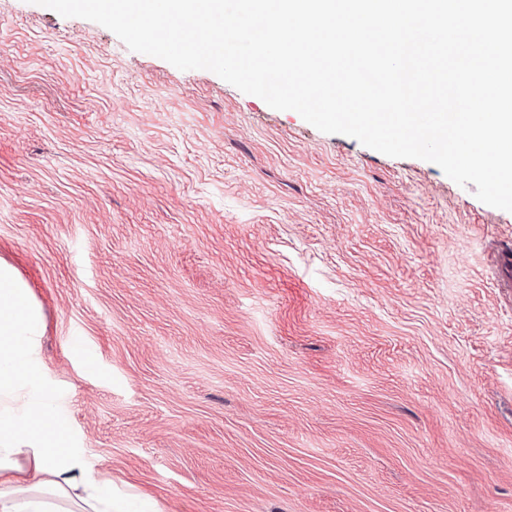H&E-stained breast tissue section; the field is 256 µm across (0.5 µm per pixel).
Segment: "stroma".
I'll use <instances>...</instances> for the list:
<instances>
[{"label":"stroma","mask_w":512,"mask_h":512,"mask_svg":"<svg viewBox=\"0 0 512 512\" xmlns=\"http://www.w3.org/2000/svg\"><path fill=\"white\" fill-rule=\"evenodd\" d=\"M475 190L0 0V259L90 464L162 512H512V212Z\"/></svg>","instance_id":"35a3bbf8"}]
</instances>
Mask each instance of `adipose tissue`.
I'll return each instance as SVG.
<instances>
[{
    "label": "adipose tissue",
    "mask_w": 512,
    "mask_h": 512,
    "mask_svg": "<svg viewBox=\"0 0 512 512\" xmlns=\"http://www.w3.org/2000/svg\"><path fill=\"white\" fill-rule=\"evenodd\" d=\"M43 334L40 304L0 261V512H160L89 467L51 387Z\"/></svg>",
    "instance_id": "1"
}]
</instances>
